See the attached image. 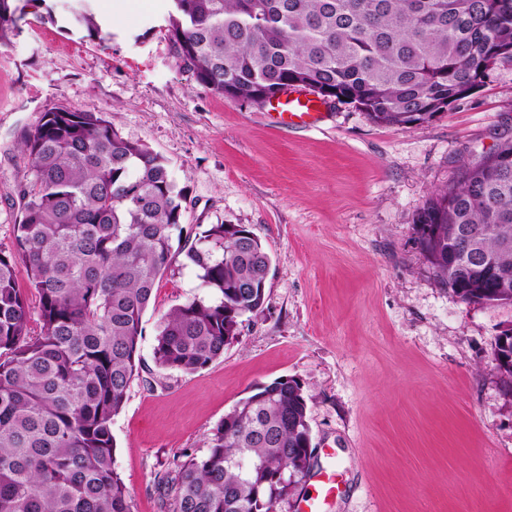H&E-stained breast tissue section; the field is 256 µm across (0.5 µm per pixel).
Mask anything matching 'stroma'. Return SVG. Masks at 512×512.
I'll return each instance as SVG.
<instances>
[{
  "mask_svg": "<svg viewBox=\"0 0 512 512\" xmlns=\"http://www.w3.org/2000/svg\"><path fill=\"white\" fill-rule=\"evenodd\" d=\"M47 2L56 22L27 6L0 42V245L13 241L27 180L21 133L64 107L111 113L125 138L168 159L186 230L240 224L272 257L262 310L192 374L160 369L153 347L161 315L204 291L190 267L160 279L112 422L135 512H164L158 476L205 455L233 406L280 377L306 390L315 458L278 512H297L327 471L337 491L326 512H512V401L492 359L512 305L462 302L413 230L460 160L512 129V58L421 125L381 126L336 102L317 127L290 130L269 107L226 99L176 66L170 0L98 8L102 42L70 25L71 0Z\"/></svg>",
  "mask_w": 512,
  "mask_h": 512,
  "instance_id": "stroma-1",
  "label": "stroma"
}]
</instances>
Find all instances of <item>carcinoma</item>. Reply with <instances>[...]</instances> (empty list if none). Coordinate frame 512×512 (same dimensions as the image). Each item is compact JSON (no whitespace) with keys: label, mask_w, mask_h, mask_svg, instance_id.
Listing matches in <instances>:
<instances>
[{"label":"carcinoma","mask_w":512,"mask_h":512,"mask_svg":"<svg viewBox=\"0 0 512 512\" xmlns=\"http://www.w3.org/2000/svg\"><path fill=\"white\" fill-rule=\"evenodd\" d=\"M24 8L0 0V41ZM73 23L109 33L94 0ZM175 64L234 101L299 80L385 126L429 122L479 86L512 46V0H170ZM29 179L11 246H0V512H134L115 464L112 420L137 372L142 318L179 261L214 300L171 308L155 363L197 372L224 353L234 327L260 311L248 286L271 257L249 230L210 224L184 234L183 189L168 161L121 135L101 112L55 107L21 135ZM482 229L478 250L512 272V136L459 165L414 222L439 283L466 303H511L481 273L451 266L452 229ZM25 274L37 298L17 286ZM503 394L512 398V335L497 339ZM307 394L295 378L253 388L213 431L206 455L158 478L168 512H277L311 458Z\"/></svg>","instance_id":"1"}]
</instances>
